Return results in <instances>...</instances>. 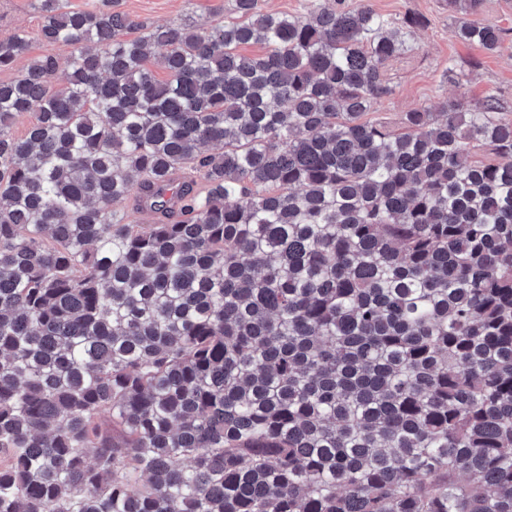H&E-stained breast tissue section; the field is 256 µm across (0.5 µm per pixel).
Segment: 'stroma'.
I'll return each instance as SVG.
<instances>
[{
    "label": "stroma",
    "instance_id": "obj_1",
    "mask_svg": "<svg viewBox=\"0 0 512 512\" xmlns=\"http://www.w3.org/2000/svg\"><path fill=\"white\" fill-rule=\"evenodd\" d=\"M370 3L377 12L392 18L416 14L424 20L416 32L413 49L384 65V77L394 92L378 106L375 119L395 127L403 113L412 108H433L447 97L469 100L489 94L497 97L506 111H512V0H485L484 19L506 33L501 47L493 53L455 36V17L448 0ZM117 6L139 22L161 25L176 21L195 27L223 21L229 0H117ZM40 23L38 0H0V36L18 30L31 34L29 57L55 56L59 64L56 79L64 81L72 49L36 39Z\"/></svg>",
    "mask_w": 512,
    "mask_h": 512
}]
</instances>
